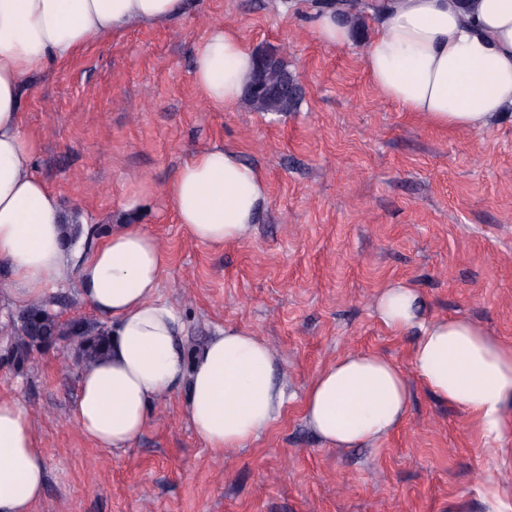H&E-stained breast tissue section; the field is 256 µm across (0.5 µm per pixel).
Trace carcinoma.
Masks as SVG:
<instances>
[{
  "label": "carcinoma",
  "instance_id": "obj_1",
  "mask_svg": "<svg viewBox=\"0 0 512 512\" xmlns=\"http://www.w3.org/2000/svg\"><path fill=\"white\" fill-rule=\"evenodd\" d=\"M288 45L284 44L274 54L276 61L271 66H263L254 70L248 83L244 101L257 112H292L299 105V96L291 92L284 97L281 94L287 77L290 76L286 56ZM45 330L54 336H59L89 362L100 356L107 347V335L103 329H93L81 320H74L62 327L40 302H34L22 312L21 325L18 328L13 359L24 362L31 351L42 347L37 333Z\"/></svg>",
  "mask_w": 512,
  "mask_h": 512
}]
</instances>
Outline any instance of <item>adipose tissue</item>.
Returning a JSON list of instances; mask_svg holds the SVG:
<instances>
[{
    "instance_id": "obj_1",
    "label": "adipose tissue",
    "mask_w": 512,
    "mask_h": 512,
    "mask_svg": "<svg viewBox=\"0 0 512 512\" xmlns=\"http://www.w3.org/2000/svg\"><path fill=\"white\" fill-rule=\"evenodd\" d=\"M188 0H0V265L16 299L35 301L76 270L81 295L111 319L110 348L82 366L72 416L103 448L128 447L169 392L216 455L243 449L283 414L288 397L263 338L228 326L187 358L184 326L158 296L166 255L140 225L122 224L79 257L63 247L69 221L58 194L32 173L35 142L23 128L26 78L65 63L129 25L182 17ZM364 55L374 87L434 126L479 131L512 114V0H380ZM256 59L234 31L211 28L194 79L207 102L239 103ZM179 223L206 244L244 237L267 203L262 173L221 146L197 151L163 188ZM410 288L394 286L376 310L386 327L418 328L412 368L440 401L486 429L512 431V346L464 318L424 321ZM404 373L352 353L308 387L304 419L325 444L352 447L393 432L408 411ZM46 484L44 451L27 406L0 397V512H35Z\"/></svg>"
}]
</instances>
